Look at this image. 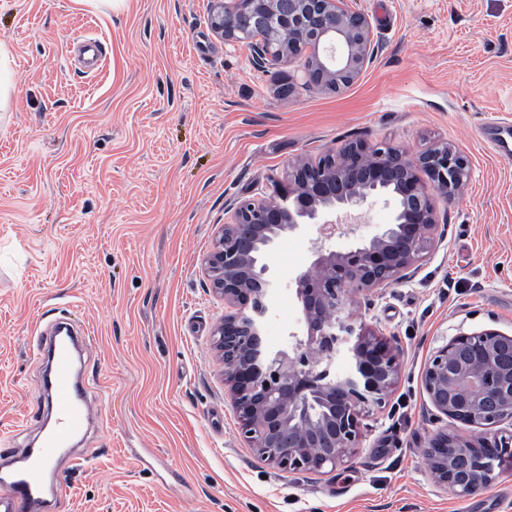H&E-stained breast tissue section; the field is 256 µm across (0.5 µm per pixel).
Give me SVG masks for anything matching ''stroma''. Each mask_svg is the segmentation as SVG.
Wrapping results in <instances>:
<instances>
[{
  "label": "stroma",
  "mask_w": 512,
  "mask_h": 512,
  "mask_svg": "<svg viewBox=\"0 0 512 512\" xmlns=\"http://www.w3.org/2000/svg\"><path fill=\"white\" fill-rule=\"evenodd\" d=\"M370 25L374 57L337 92L296 84L303 58L257 70L247 43L211 29L212 0H0V41L16 91L0 112V457L42 430L37 354L45 321L89 332L84 352L99 455L66 469L67 512H512V457L459 497L436 486L427 450L446 430L422 372L461 332L512 336V156L485 140L512 122V0H346ZM101 55L84 70L75 42ZM415 156L445 142L470 163L452 204L435 199L442 241L411 276L351 308L399 351L386 404L361 416L350 462L283 472L243 441L212 332L224 301L204 260L234 199H272L299 161L347 142ZM377 202L343 250L390 224ZM318 225L283 234L265 257L273 283L264 336L302 334L296 278Z\"/></svg>",
  "instance_id": "1"
}]
</instances>
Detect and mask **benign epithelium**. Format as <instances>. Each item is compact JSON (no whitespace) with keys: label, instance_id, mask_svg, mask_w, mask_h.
Here are the masks:
<instances>
[{"label":"benign epithelium","instance_id":"benign-epithelium-1","mask_svg":"<svg viewBox=\"0 0 512 512\" xmlns=\"http://www.w3.org/2000/svg\"><path fill=\"white\" fill-rule=\"evenodd\" d=\"M211 26L226 41H249L256 67H286L304 48V85L338 90L370 59V27L344 0H214ZM470 176L456 147L437 144L416 157L387 144L350 142L322 160L295 164L275 185L274 201L238 200L205 259L213 291L229 311L213 331L224 383L257 456L283 471L318 473L346 463L358 448L367 405L385 404L396 382V348L345 314L359 294L370 296L409 277L435 246L431 193L454 202ZM391 194V224L344 251L318 247L296 279L304 333L286 349L266 346L268 266L275 241L303 224L336 233V211L350 215ZM349 369L336 373V359ZM431 405L464 427L512 423V336L461 332L429 358L422 375ZM512 450V434L490 444L441 432L428 456L435 483L458 496L483 489L493 472L491 447Z\"/></svg>","mask_w":512,"mask_h":512}]
</instances>
